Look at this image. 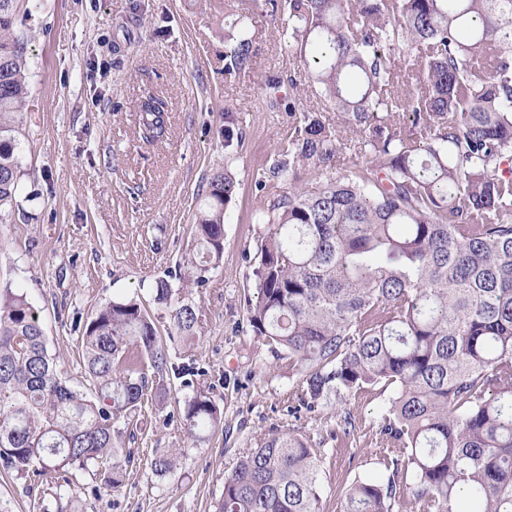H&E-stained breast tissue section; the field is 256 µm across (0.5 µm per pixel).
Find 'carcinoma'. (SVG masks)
<instances>
[{
	"instance_id": "carcinoma-1",
	"label": "carcinoma",
	"mask_w": 512,
	"mask_h": 512,
	"mask_svg": "<svg viewBox=\"0 0 512 512\" xmlns=\"http://www.w3.org/2000/svg\"><path fill=\"white\" fill-rule=\"evenodd\" d=\"M21 0H0V222L22 191L16 154L29 93L16 30ZM286 15L298 74L288 138L266 168L264 227L247 321L279 359L302 368L306 395L390 392L375 437L386 475L337 490L342 512H512V0H269ZM224 73L248 69L251 19L236 14ZM417 73L400 84L402 73ZM306 82L320 98L310 106ZM334 113L335 117L328 116ZM146 144L168 138L169 111L150 94L137 106ZM241 135L224 112V147ZM354 155L346 172L341 156ZM231 156L196 208L178 280L203 286L224 256L237 193ZM171 281L149 288L158 325L136 298L116 299L77 326L86 391L67 385L27 295L0 288V466L34 477L57 509L71 471L94 469L123 488L133 451L119 425L138 424L145 396L171 378L162 345H193L196 309ZM224 411L202 391L185 402L186 433L203 441ZM355 431L337 415L329 438ZM149 469L176 467L155 449ZM215 512H324L322 454L296 430L260 440L224 478Z\"/></svg>"
}]
</instances>
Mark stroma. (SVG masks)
Wrapping results in <instances>:
<instances>
[{
	"label": "stroma",
	"mask_w": 512,
	"mask_h": 512,
	"mask_svg": "<svg viewBox=\"0 0 512 512\" xmlns=\"http://www.w3.org/2000/svg\"><path fill=\"white\" fill-rule=\"evenodd\" d=\"M247 6L255 55L250 69L227 77L224 52L236 34L229 10ZM268 0H29L20 13L30 93L17 154L24 190L12 218L0 223V286L27 292L43 322L49 354L62 377L80 386L83 359L77 318L177 269L191 247L189 227L207 182L230 168L238 191L224 227V257L201 288L181 291L201 316L193 348L173 343L174 363L195 361L192 386L172 380L129 445L146 453L179 452L174 473L128 467L120 493L95 491L85 471L71 477L73 512H214L224 478L255 442L294 428L323 454L325 512H341L333 491L355 477H381L371 442L388 407L385 396L311 402L302 372L276 359L246 319L251 271L262 225L256 184L288 135V115L268 105L270 76H288L295 57L281 39ZM163 95L170 136L142 143L135 107ZM243 131L232 165L224 163V112ZM202 391L224 409L206 441L182 428L180 408ZM350 410L356 439L330 440L336 413ZM41 487L0 473V501L10 512H36Z\"/></svg>",
	"instance_id": "1"
}]
</instances>
